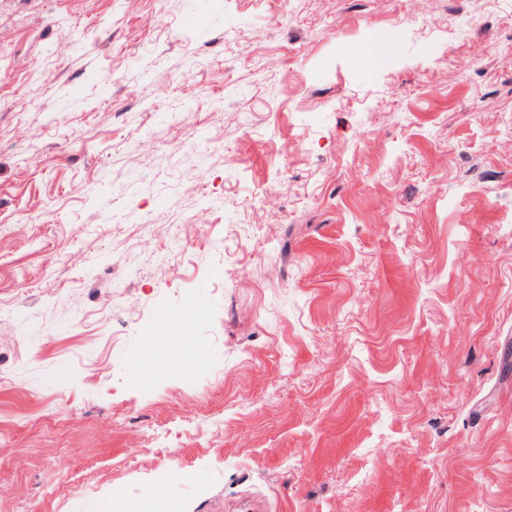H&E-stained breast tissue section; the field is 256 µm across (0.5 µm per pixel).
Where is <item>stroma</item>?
Segmentation results:
<instances>
[{
	"label": "stroma",
	"instance_id": "obj_1",
	"mask_svg": "<svg viewBox=\"0 0 512 512\" xmlns=\"http://www.w3.org/2000/svg\"><path fill=\"white\" fill-rule=\"evenodd\" d=\"M511 353L512 0H0V512H512Z\"/></svg>",
	"mask_w": 512,
	"mask_h": 512
}]
</instances>
